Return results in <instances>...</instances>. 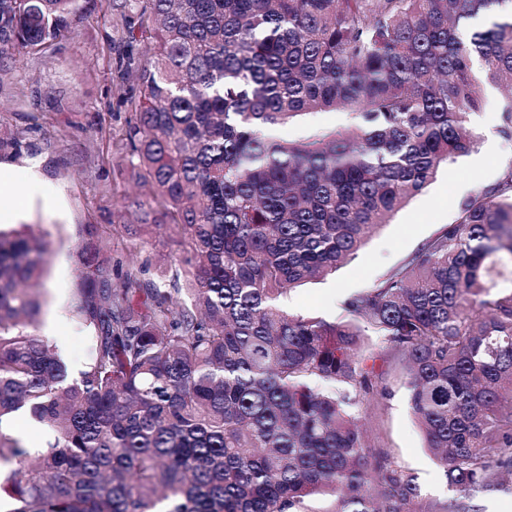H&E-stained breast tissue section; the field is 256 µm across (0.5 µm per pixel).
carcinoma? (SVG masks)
<instances>
[{"label":"carcinoma","mask_w":512,"mask_h":512,"mask_svg":"<svg viewBox=\"0 0 512 512\" xmlns=\"http://www.w3.org/2000/svg\"><path fill=\"white\" fill-rule=\"evenodd\" d=\"M72 3L0 0V74L71 32ZM110 5L148 44L124 62L123 148L152 195L121 232L180 229L184 273L150 282L86 227L70 312L92 348L72 380L37 333L48 244L0 229L5 512H478L512 493V162L334 320L282 306L478 149L487 85L512 141V0ZM337 109L351 127L275 135ZM381 362L450 503L368 441ZM20 412L46 446L12 434Z\"/></svg>","instance_id":"carcinoma-1"}]
</instances>
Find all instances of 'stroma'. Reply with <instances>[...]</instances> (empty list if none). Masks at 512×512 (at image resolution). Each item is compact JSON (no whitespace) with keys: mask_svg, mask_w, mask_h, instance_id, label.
<instances>
[{"mask_svg":"<svg viewBox=\"0 0 512 512\" xmlns=\"http://www.w3.org/2000/svg\"><path fill=\"white\" fill-rule=\"evenodd\" d=\"M129 52L142 54L143 45L122 43L107 0H75L70 33L46 53L17 54L10 73L0 77V132L17 134L21 145L19 155L6 160L9 179L20 187L37 174L58 191L55 207L29 200L0 227L29 225L45 235L50 264L38 333L57 346L74 378L91 348L88 332L68 312L85 227L95 226L109 238L113 255L150 259L147 277L155 282L165 268L177 266L181 253L177 234L167 228L136 238L112 231L123 207L146 197L130 176L122 147L132 114L120 103L128 86L119 59ZM498 99L496 91H488L486 106L471 117L482 136L478 151L449 165L336 275L292 290L284 300L288 311L333 318L339 296L370 285L440 225L450 223L465 196L498 178L512 161V141L497 131ZM389 387L390 396L372 409L382 444L417 476L422 496L453 500L443 472L424 448L406 390L394 381Z\"/></svg>","mask_w":512,"mask_h":512,"instance_id":"obj_1","label":"stroma"}]
</instances>
